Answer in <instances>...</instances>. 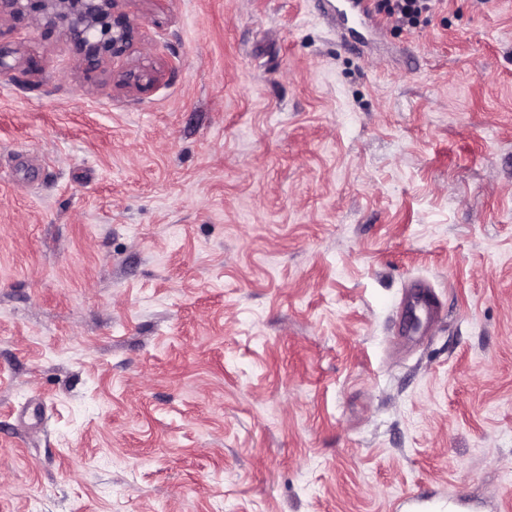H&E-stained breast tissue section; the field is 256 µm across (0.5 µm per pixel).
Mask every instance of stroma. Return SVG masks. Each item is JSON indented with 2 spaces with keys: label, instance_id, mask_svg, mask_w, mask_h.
<instances>
[{
  "label": "stroma",
  "instance_id": "stroma-1",
  "mask_svg": "<svg viewBox=\"0 0 512 512\" xmlns=\"http://www.w3.org/2000/svg\"><path fill=\"white\" fill-rule=\"evenodd\" d=\"M122 8L0 29V512H512V0ZM120 0H0V28L35 24L58 33L86 72H106L117 57L136 51L137 23L119 8ZM436 0H377L375 9L388 17H395L400 23L413 25L422 13H429L435 7ZM158 76V72L153 68L134 65L117 75H113V78L124 86L144 91L154 85Z\"/></svg>",
  "mask_w": 512,
  "mask_h": 512
}]
</instances>
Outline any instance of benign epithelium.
Returning a JSON list of instances; mask_svg holds the SVG:
<instances>
[{
	"label": "benign epithelium",
	"mask_w": 512,
	"mask_h": 512,
	"mask_svg": "<svg viewBox=\"0 0 512 512\" xmlns=\"http://www.w3.org/2000/svg\"><path fill=\"white\" fill-rule=\"evenodd\" d=\"M120 0H0V27L35 24L57 33L76 55L86 72H106L114 58L136 51L137 23L119 8ZM138 91L150 88L158 72L134 65L114 76Z\"/></svg>",
	"instance_id": "7a95c632"
}]
</instances>
